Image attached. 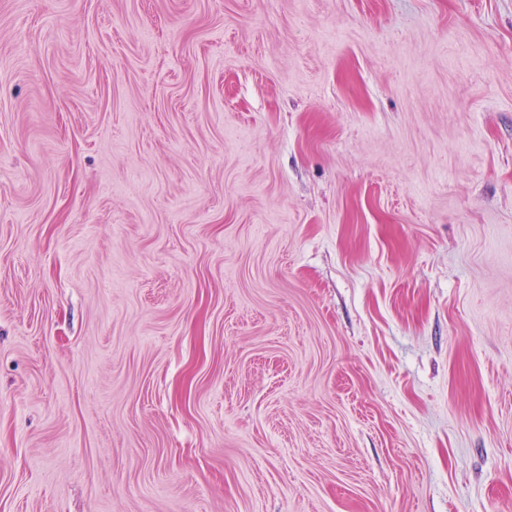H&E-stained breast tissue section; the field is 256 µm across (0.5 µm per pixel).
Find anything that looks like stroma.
I'll return each mask as SVG.
<instances>
[{
    "label": "stroma",
    "instance_id": "1",
    "mask_svg": "<svg viewBox=\"0 0 512 512\" xmlns=\"http://www.w3.org/2000/svg\"><path fill=\"white\" fill-rule=\"evenodd\" d=\"M0 512H512V0H0Z\"/></svg>",
    "mask_w": 512,
    "mask_h": 512
}]
</instances>
